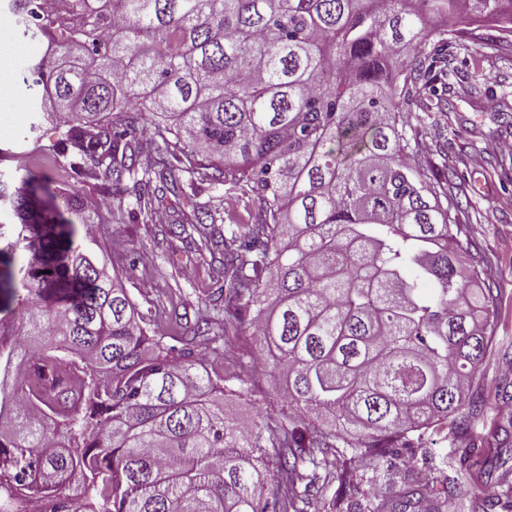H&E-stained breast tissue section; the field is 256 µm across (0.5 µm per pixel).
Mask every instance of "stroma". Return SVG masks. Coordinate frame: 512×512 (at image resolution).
I'll list each match as a JSON object with an SVG mask.
<instances>
[{
	"label": "stroma",
	"instance_id": "obj_1",
	"mask_svg": "<svg viewBox=\"0 0 512 512\" xmlns=\"http://www.w3.org/2000/svg\"><path fill=\"white\" fill-rule=\"evenodd\" d=\"M458 45L448 50L452 73L444 96L446 111L425 115L416 104L406 105L415 126L423 157L435 173H447L448 189L456 194L470 253L491 260L488 279L505 297L495 320V334L512 342V153L496 150L512 142V36L499 41L493 22H469ZM31 40L18 29L0 28V68L8 67L10 82L0 97V181L12 182L16 169L50 174L54 186L76 193L84 212L100 224L99 242L108 266L120 269L136 260L138 272L125 286L140 311H151L150 328L178 340L191 341L195 356L209 370L230 366L247 381L245 392L226 397L224 411L247 425L259 413L279 417L287 405L277 396L274 381L256 370L257 339L242 328L229 343L194 338L193 326L210 318L216 332L224 330L223 279L211 268V255L200 243H188L164 232L156 216L140 210L132 181L123 180L121 192L106 195L80 182L62 159L48 149L52 124L39 120L37 91L22 82ZM485 415L472 432L446 440L435 432L427 436L411 463L400 466L395 489L457 479L476 492L495 494L500 482H512V466L502 465L485 477L482 454L495 447L500 427L512 425V404L498 388L512 382V367L498 356L486 358L480 368Z\"/></svg>",
	"mask_w": 512,
	"mask_h": 512
}]
</instances>
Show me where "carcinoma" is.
Returning a JSON list of instances; mask_svg holds the SVG:
<instances>
[{
  "label": "carcinoma",
  "instance_id": "obj_1",
  "mask_svg": "<svg viewBox=\"0 0 512 512\" xmlns=\"http://www.w3.org/2000/svg\"><path fill=\"white\" fill-rule=\"evenodd\" d=\"M24 33L46 42L22 81L57 118L49 148L84 183L112 194L127 177L153 184L212 169L225 194L251 195L264 215L236 249L223 203L180 210V233L211 225L221 250L224 332L248 322L288 413L242 427L188 349L150 336L119 275L95 258L78 196L19 171L0 224V512H309V487L335 488L326 512L369 477L371 512H421L454 498L496 504L455 480L430 498H387L390 471L434 431L473 425L469 391L497 349L499 294L484 259L459 267L464 228L448 183L415 162L402 105L441 109L443 49L462 31L425 17L499 19L512 0H8ZM150 112L153 154L130 111ZM98 128L95 137L87 135ZM182 164L174 169L170 159ZM36 371L60 436L25 410Z\"/></svg>",
  "mask_w": 512,
  "mask_h": 512
}]
</instances>
